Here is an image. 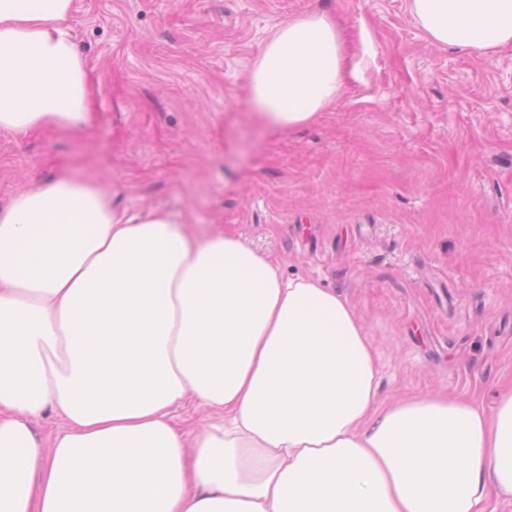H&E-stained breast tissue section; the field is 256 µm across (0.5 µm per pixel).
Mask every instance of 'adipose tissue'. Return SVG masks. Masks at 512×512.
<instances>
[{
    "mask_svg": "<svg viewBox=\"0 0 512 512\" xmlns=\"http://www.w3.org/2000/svg\"><path fill=\"white\" fill-rule=\"evenodd\" d=\"M431 43L512 48V0H407ZM73 0H0V130L80 129ZM347 70L327 13L288 19L248 72L277 130L332 104ZM343 294L227 233L49 181L0 208V512H488L512 498V389L493 411L384 405ZM219 423L191 432L170 408ZM63 426L44 441L46 409ZM171 415L178 421L187 419L184 426L198 430L217 420L211 410L198 405H180L171 409Z\"/></svg>",
    "mask_w": 512,
    "mask_h": 512,
    "instance_id": "obj_1",
    "label": "adipose tissue"
}]
</instances>
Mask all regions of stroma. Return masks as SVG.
<instances>
[{"mask_svg": "<svg viewBox=\"0 0 512 512\" xmlns=\"http://www.w3.org/2000/svg\"><path fill=\"white\" fill-rule=\"evenodd\" d=\"M316 10L348 41L335 103L291 130L249 109L270 31ZM78 132L0 131V206L59 177L234 234L345 295L384 403L512 388V49L429 42L406 0H75Z\"/></svg>", "mask_w": 512, "mask_h": 512, "instance_id": "stroma-1", "label": "stroma"}]
</instances>
